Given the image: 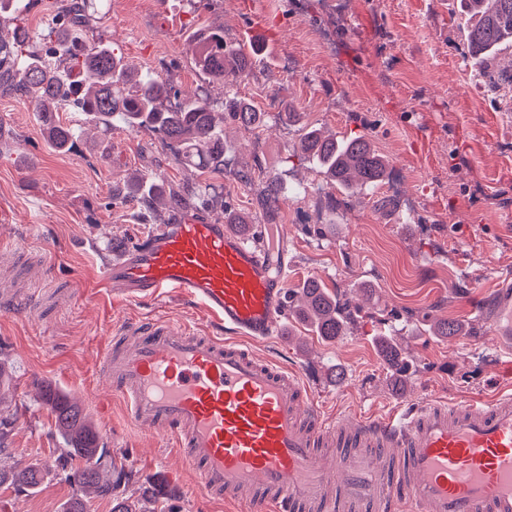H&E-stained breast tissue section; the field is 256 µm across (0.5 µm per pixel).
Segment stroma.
Here are the masks:
<instances>
[{
  "label": "stroma",
  "instance_id": "1",
  "mask_svg": "<svg viewBox=\"0 0 512 512\" xmlns=\"http://www.w3.org/2000/svg\"><path fill=\"white\" fill-rule=\"evenodd\" d=\"M468 25L460 0H105L97 34L129 67L158 73L188 96L203 87L219 104L230 91L265 112L253 130L226 124L220 171L177 164L148 131L102 135L69 102L59 118L84 135L73 151H54L36 112L0 95V250L15 252L20 276L54 255L37 311H0V365L10 376L0 388V418L10 422L0 465L32 463L43 472L33 491L0 486V512H62L78 494L56 468L63 442L44 383L84 410L131 471L124 494L143 498L164 470L173 477L165 506L226 512L163 440L124 427L122 400L98 372L114 321L161 312L210 329L197 309L114 307L91 292L103 260L159 221L118 195L128 174L148 167L171 191L220 187L250 224L281 225L289 287L315 277L349 301L356 318L345 336L327 341L285 321L275 341L254 348L312 377L327 410L363 417L410 400L460 404L498 392L496 340L477 310H493L490 296L512 272V46L475 68ZM211 27L259 48L260 64L208 83L191 42ZM290 109L302 125L285 123ZM307 126L367 134L388 163L385 180L368 194L327 185L296 153ZM239 170L251 172L250 183L236 179ZM268 173L283 188L272 213L262 202ZM321 224L323 236L308 234ZM63 288L72 299L62 305L55 294ZM441 319L468 324L469 335H432L429 325ZM381 334L412 364L403 391L393 389L379 356Z\"/></svg>",
  "mask_w": 512,
  "mask_h": 512
}]
</instances>
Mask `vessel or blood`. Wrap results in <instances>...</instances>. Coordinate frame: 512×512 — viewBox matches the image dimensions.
I'll list each match as a JSON object with an SVG mask.
<instances>
[{
	"instance_id": "1",
	"label": "vessel or blood",
	"mask_w": 512,
	"mask_h": 512,
	"mask_svg": "<svg viewBox=\"0 0 512 512\" xmlns=\"http://www.w3.org/2000/svg\"><path fill=\"white\" fill-rule=\"evenodd\" d=\"M265 234L183 210L102 266L98 294L188 302L221 330L165 314L113 323L98 367L125 402V426L172 440L205 494L238 512H398L405 500L420 512H512L511 393L352 419L254 354L278 335L288 290V239L273 250ZM491 323L511 369L512 292Z\"/></svg>"
}]
</instances>
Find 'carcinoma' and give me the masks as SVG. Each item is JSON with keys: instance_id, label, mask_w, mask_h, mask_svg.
<instances>
[{"instance_id": "1", "label": "carcinoma", "mask_w": 512, "mask_h": 512, "mask_svg": "<svg viewBox=\"0 0 512 512\" xmlns=\"http://www.w3.org/2000/svg\"><path fill=\"white\" fill-rule=\"evenodd\" d=\"M463 2L473 19L467 33L473 58L482 61L503 44L512 43V0ZM99 7L100 0H54L50 5L59 27L42 31L39 44L47 47L50 55L64 56L61 71L31 45L29 36L23 34L25 28L16 25L19 36L15 42L0 41V92L34 107L48 143L59 152L73 149L80 137L77 128L55 119L59 103L71 101L106 134L118 120L130 131L159 135L162 144L186 167L201 172L219 169L224 165V123L232 121L253 129L262 125L264 113L237 97L226 99L218 110L203 92L184 98L163 77L149 72L133 77L112 47L96 38ZM196 44L198 66L212 83L224 82L229 74L241 76L257 63L254 48L224 41L222 28L199 34ZM301 152L318 165L332 186L352 192L375 189L386 170L383 157L363 135L326 137L310 130L302 138ZM127 188L130 196L126 200L148 209L164 200L163 191L147 174L129 180ZM169 201L175 207L204 208L240 231L246 230L244 221L225 210L221 194L194 188L170 195ZM285 309L327 339L342 335L354 319L348 303L316 278L288 289ZM382 356L396 372H407L408 363L394 340L383 345ZM41 390L65 444L57 460L63 478L81 491L91 489L100 497L110 498L111 512H139L136 503L119 492L131 474L115 467L110 449L100 442L81 408L46 384ZM40 480V469L31 465L8 471L0 468V486L31 489Z\"/></svg>"}]
</instances>
